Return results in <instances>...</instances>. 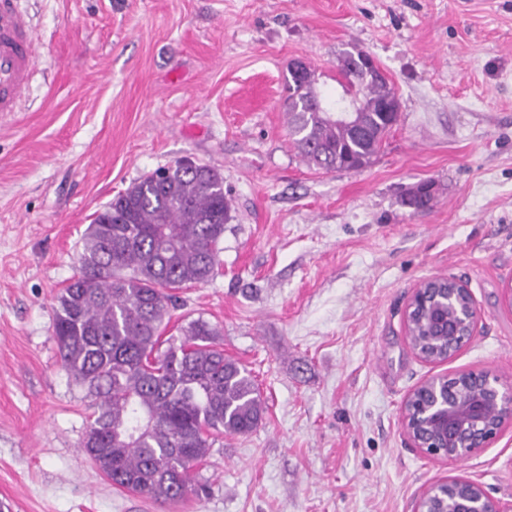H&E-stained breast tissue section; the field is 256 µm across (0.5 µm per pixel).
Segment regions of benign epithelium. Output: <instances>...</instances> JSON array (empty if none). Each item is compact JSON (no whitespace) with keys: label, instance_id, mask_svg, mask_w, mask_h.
Wrapping results in <instances>:
<instances>
[{"label":"benign epithelium","instance_id":"1","mask_svg":"<svg viewBox=\"0 0 512 512\" xmlns=\"http://www.w3.org/2000/svg\"><path fill=\"white\" fill-rule=\"evenodd\" d=\"M431 288L417 287L405 313H425V335L420 342L445 347V359L454 356L475 334L478 313L467 285L454 280L445 290L444 315L427 312ZM472 394L458 391L457 377L437 376L417 386L404 401L400 425L412 448L435 458L458 460L487 447L507 425H512V389L483 373H466ZM413 512H512V500L493 497L477 480L450 476L426 487Z\"/></svg>","mask_w":512,"mask_h":512}]
</instances>
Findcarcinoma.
Wrapping results in <instances>:
<instances>
[{
	"label": "carcinoma",
	"mask_w": 512,
	"mask_h": 512,
	"mask_svg": "<svg viewBox=\"0 0 512 512\" xmlns=\"http://www.w3.org/2000/svg\"><path fill=\"white\" fill-rule=\"evenodd\" d=\"M368 59L340 58L357 109L350 123L325 110L313 71H289L288 127L308 165L359 171L380 153L399 100ZM433 199V184L420 182L403 204L426 210ZM229 212L224 176L208 165L147 174L88 225L77 272L56 297L62 366L90 398L81 448L112 485L170 505L197 492L194 470L218 437L251 433L264 413L251 371L224 355L208 321L163 338L173 291L215 275Z\"/></svg>",
	"instance_id": "obj_1"
}]
</instances>
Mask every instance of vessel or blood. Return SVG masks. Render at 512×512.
Here are the masks:
<instances>
[{
  "instance_id": "vessel-or-blood-1",
  "label": "vessel or blood",
  "mask_w": 512,
  "mask_h": 512,
  "mask_svg": "<svg viewBox=\"0 0 512 512\" xmlns=\"http://www.w3.org/2000/svg\"><path fill=\"white\" fill-rule=\"evenodd\" d=\"M34 31L17 0H0V112L15 111L34 68Z\"/></svg>"
}]
</instances>
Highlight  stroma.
<instances>
[{"mask_svg": "<svg viewBox=\"0 0 512 512\" xmlns=\"http://www.w3.org/2000/svg\"><path fill=\"white\" fill-rule=\"evenodd\" d=\"M31 86L0 114V500L9 512H411L447 476L512 500V426L461 460L410 448L411 390L485 372L512 386V0H20ZM371 55L399 116L359 171L309 168L283 103L290 61L337 96ZM189 159L224 176L216 276L167 328L203 318L251 369L262 423L213 445L206 490L168 506L116 489L79 443L90 414L62 367L56 297L94 215ZM434 182L415 212L401 192ZM471 290L474 337L412 351L403 312L427 277Z\"/></svg>", "mask_w": 512, "mask_h": 512, "instance_id": "1", "label": "stroma"}]
</instances>
